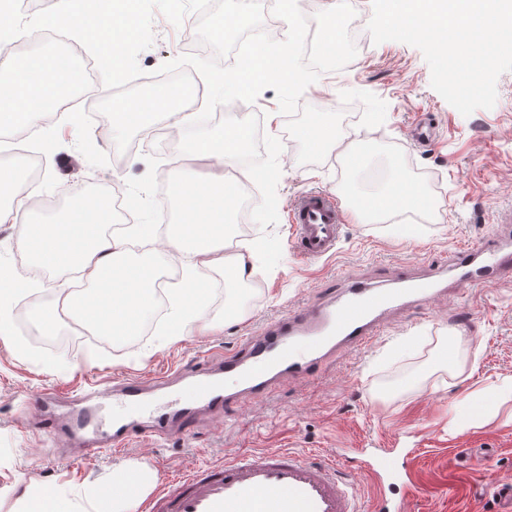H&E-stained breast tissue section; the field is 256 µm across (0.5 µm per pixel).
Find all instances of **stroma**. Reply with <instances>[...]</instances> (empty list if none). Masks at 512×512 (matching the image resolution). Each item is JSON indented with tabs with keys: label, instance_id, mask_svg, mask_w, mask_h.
I'll list each match as a JSON object with an SVG mask.
<instances>
[{
	"label": "stroma",
	"instance_id": "35a3bbf8",
	"mask_svg": "<svg viewBox=\"0 0 512 512\" xmlns=\"http://www.w3.org/2000/svg\"><path fill=\"white\" fill-rule=\"evenodd\" d=\"M371 15V0H356L363 52L342 70L323 73L301 98L344 113L343 133L322 163H299L286 117L269 122L278 109L274 89L247 107L258 115L262 134L286 142L279 158V220L264 229L282 244L271 272H258L250 287L240 288L224 270H206L207 319L190 336L163 334V305L140 334L119 342L67 325L65 342L46 336L35 345L30 325L14 322V337L31 356L18 359L0 342V512H18L13 486L21 479L76 502L89 485L111 488L116 472L138 468L154 473V488L123 508L147 512L156 489L185 470L245 450L297 451L318 461L344 454L342 474L369 498L371 481L356 461L361 448L413 449V482L396 491L407 512H499L492 486L512 482L511 272L485 289L449 285L424 309L392 315L369 347L340 351L312 378L283 381L264 401L228 405L223 418L202 417L166 440L147 435L122 452L80 460L38 428L47 388H56L64 407L75 385L188 365L201 352H232L267 321L317 301L337 276L371 278L399 266L448 262L456 245L485 246L501 220L512 216V71L498 78L493 108L462 115L432 88L419 49L373 43L365 31ZM196 22L189 14L178 27L154 24V43L139 54L140 68L152 72L189 53L183 33ZM103 89L95 82L91 93L25 130L14 162L35 166L28 208L38 218L51 209L62 212L76 193L117 188L133 206V223L175 222L176 198L163 190L198 178L202 160L181 154L174 138L161 144L140 136L135 152H119L110 125L93 117ZM416 112L438 125L430 145L409 137ZM355 142L367 146L374 164L397 159L436 199L438 214L406 209L390 223L362 224L348 212L334 257H301L288 209L310 190L346 201L347 185L360 184L363 174L337 167L334 157ZM264 230L249 223L247 232L225 242V253L242 250Z\"/></svg>",
	"mask_w": 512,
	"mask_h": 512
}]
</instances>
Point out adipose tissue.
Returning <instances> with one entry per match:
<instances>
[{"label": "adipose tissue", "instance_id": "1", "mask_svg": "<svg viewBox=\"0 0 512 512\" xmlns=\"http://www.w3.org/2000/svg\"><path fill=\"white\" fill-rule=\"evenodd\" d=\"M198 151L216 168L205 182L182 187L176 223L167 229L155 224L130 228L128 235L106 233L109 206L88 211L72 206L49 222L34 221L26 206L31 194L16 170L0 163V189L12 193L16 204L0 209V223L19 229V241L36 265L52 270L43 289L55 301L31 308L30 324L39 331L52 332L62 318L91 327L102 335L119 340L134 335L159 301L167 303V323L179 336H188L199 317L208 294L199 260L211 258L231 274L245 273L249 255L224 256L225 217L232 197L222 168L229 154L220 141H207ZM387 177L374 191L353 193L350 206L363 223H382L397 207L432 209V201L401 171L396 160L386 162ZM164 235L165 248L153 249L149 258L132 257L128 237L146 241ZM180 262L186 272L181 287L156 292L154 282L161 263ZM27 275L16 270L0 273V342L13 344L11 326L19 294L29 290ZM152 481L149 470L139 469L117 475L109 490L87 491L85 500L93 512H107L105 501L120 502L145 491Z\"/></svg>", "mask_w": 512, "mask_h": 512}]
</instances>
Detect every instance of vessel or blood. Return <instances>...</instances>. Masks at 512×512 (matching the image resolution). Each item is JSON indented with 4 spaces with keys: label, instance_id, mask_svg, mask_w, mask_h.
<instances>
[{
    "label": "vessel or blood",
    "instance_id": "b4317fda",
    "mask_svg": "<svg viewBox=\"0 0 512 512\" xmlns=\"http://www.w3.org/2000/svg\"><path fill=\"white\" fill-rule=\"evenodd\" d=\"M297 248L307 258L332 253L340 236L338 199L305 192L290 206ZM512 268V238L494 236L481 248L457 247L450 262L399 268L375 280L340 278L319 301L288 309L245 337L231 353H205L194 372L175 367L145 380L125 376L106 388L83 389L66 415L42 405V430L51 437L81 440L86 456L99 454L98 440L118 452L147 434L165 438L202 412H223L229 402L255 403L282 379H305L331 352L368 347L392 313L425 307L441 291L443 275L457 286L495 285ZM235 378V394L224 389ZM365 468L378 486L395 485L405 465L375 455ZM149 512H366L361 488L341 479L337 463H316L300 453H242L223 464L193 468L164 486Z\"/></svg>",
    "mask_w": 512,
    "mask_h": 512
}]
</instances>
